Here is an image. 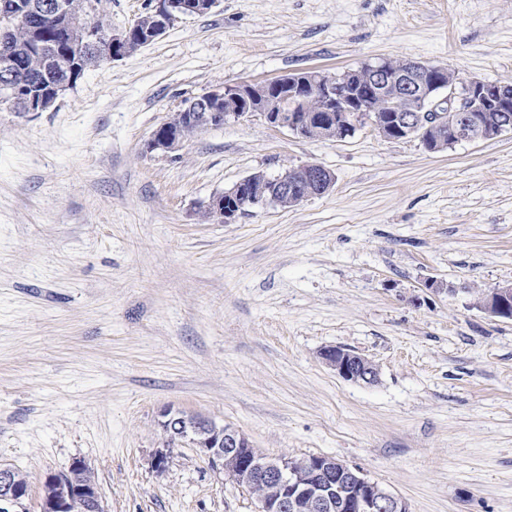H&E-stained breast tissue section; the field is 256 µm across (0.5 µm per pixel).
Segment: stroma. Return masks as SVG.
Here are the masks:
<instances>
[{
	"label": "stroma",
	"mask_w": 512,
	"mask_h": 512,
	"mask_svg": "<svg viewBox=\"0 0 512 512\" xmlns=\"http://www.w3.org/2000/svg\"><path fill=\"white\" fill-rule=\"evenodd\" d=\"M404 60L512 80V0H218L48 111L0 106V463L32 505L81 459L106 512H258L191 444L152 469L170 410L336 457L410 512H512V319L473 305L512 284V133L431 152L366 121L336 140L250 118L147 148L213 89ZM310 163L327 193L204 214ZM330 346L378 382L336 376ZM321 358L325 365L346 381L360 384H374L378 381V366L362 354L332 346L322 350Z\"/></svg>",
	"instance_id": "obj_1"
}]
</instances>
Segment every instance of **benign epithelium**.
Here are the masks:
<instances>
[{
    "mask_svg": "<svg viewBox=\"0 0 512 512\" xmlns=\"http://www.w3.org/2000/svg\"><path fill=\"white\" fill-rule=\"evenodd\" d=\"M217 0H157L144 25L115 33L110 25L97 26L98 0H85L77 7L71 0H3L0 14L19 19L50 18L59 23L73 45L81 50L72 61L46 50L30 49L48 56L59 82L46 88L21 66L19 49L11 32L0 31V75L18 78L15 94L27 112H45L61 93L73 86L90 67L117 60L162 37L181 15L208 12ZM359 81L368 95L351 97L336 78L317 70L293 72L272 82L216 88L187 102L153 133L148 149L164 154L181 150L187 131L203 132L224 122L260 117L269 126L287 128L304 137L313 133L322 139L343 140L352 136L357 123L366 120L385 140L418 138L439 149L444 144L494 140L512 131V84L478 79L462 80L449 68L406 61L362 67ZM493 99L499 114L484 123H474L472 113L485 111ZM334 176L318 164L286 170L277 177L250 175L205 205L208 218L231 224L242 214L267 206H293L327 193ZM475 306L494 316L512 318V284L478 297ZM325 365L346 381L373 384L379 368L366 356L332 346L322 350ZM161 427L167 435L164 448L155 451L152 468L164 472L175 447L187 441L215 468L254 490L270 488L259 499L260 512H409L407 502L376 481L331 456H314L304 468H296L288 457L268 458L252 449L240 431L215 421L182 412H167ZM87 468L82 460L67 470L49 475L43 484L40 512H64L74 499L88 512H105L93 482L71 479L76 470ZM30 486L14 478V470L0 467V512H31Z\"/></svg>",
    "mask_w": 512,
    "mask_h": 512,
    "instance_id": "benign-epithelium-1",
    "label": "benign epithelium"
}]
</instances>
